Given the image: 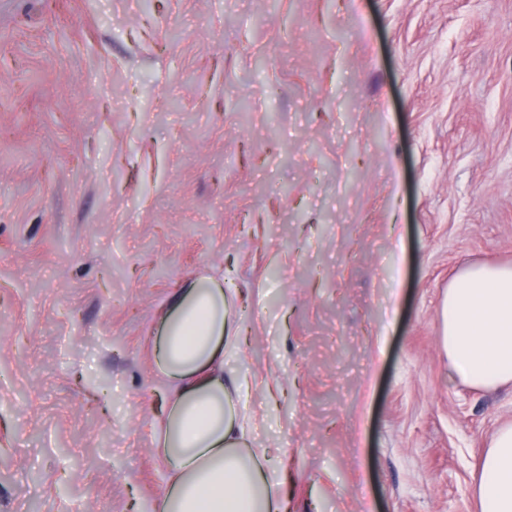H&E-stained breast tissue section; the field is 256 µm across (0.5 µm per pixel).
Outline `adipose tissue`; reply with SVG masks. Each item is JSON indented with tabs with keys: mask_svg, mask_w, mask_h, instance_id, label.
<instances>
[{
	"mask_svg": "<svg viewBox=\"0 0 512 512\" xmlns=\"http://www.w3.org/2000/svg\"><path fill=\"white\" fill-rule=\"evenodd\" d=\"M453 377L477 388L512 382V268L465 270L444 303ZM230 309L222 286L197 281L173 296L156 349L177 384L156 438L171 486L153 512H282L283 480L266 449H247L243 382L225 379ZM483 512H512V425L494 434L474 477Z\"/></svg>",
	"mask_w": 512,
	"mask_h": 512,
	"instance_id": "ef3b65f1",
	"label": "adipose tissue"
}]
</instances>
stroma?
I'll return each instance as SVG.
<instances>
[{"label": "stroma", "mask_w": 512, "mask_h": 512, "mask_svg": "<svg viewBox=\"0 0 512 512\" xmlns=\"http://www.w3.org/2000/svg\"><path fill=\"white\" fill-rule=\"evenodd\" d=\"M512 266V0H0V512H150L169 298L220 283L288 512H480L512 383L448 285ZM443 313L451 375L483 389L512 382V268L465 270Z\"/></svg>", "instance_id": "35a3bbf8"}]
</instances>
